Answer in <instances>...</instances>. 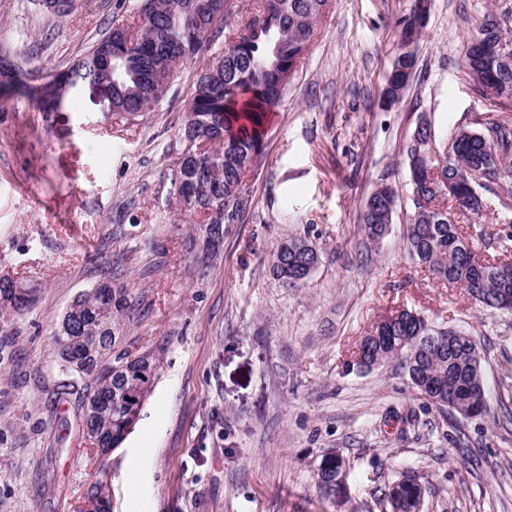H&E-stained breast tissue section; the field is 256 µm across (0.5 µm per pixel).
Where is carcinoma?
Returning <instances> with one entry per match:
<instances>
[{
  "label": "carcinoma",
  "mask_w": 512,
  "mask_h": 512,
  "mask_svg": "<svg viewBox=\"0 0 512 512\" xmlns=\"http://www.w3.org/2000/svg\"><path fill=\"white\" fill-rule=\"evenodd\" d=\"M226 0H132L126 18L112 24L87 55L46 82H32L30 72L9 63L0 73V101L22 95L39 112L60 110L68 97L92 84L112 89V118L129 121L151 111L171 92L170 73L180 64L197 62L199 70L187 99L181 128L191 156L177 170L180 210L198 215L194 232L206 236L209 228L225 223L226 213L237 217L241 187L254 156L263 150L268 114L278 105L286 86L315 39L329 0H263L262 9L244 25H224L220 38L208 34L210 15ZM430 0H414L409 15L398 21L395 56L381 94L382 105L396 104L417 65V55L406 51L410 39L420 42L430 13ZM512 42L503 20L489 13L468 37L462 65L479 93L501 82H512V69L497 60L500 43ZM112 55V70L101 56ZM417 141H408L405 162L412 188V212L406 231V249L433 279L457 285L489 312L500 310L499 298L512 296V262L472 264L473 250L460 230L454 211L477 215L484 193L512 178V115L492 119L482 130L460 129L448 139L437 137L431 121L422 118ZM457 182V196L448 199V182ZM369 195L361 223L369 239L392 221L395 191L389 185ZM302 237L279 243L272 251V272L289 283L297 267L309 257L300 248ZM32 300L3 304L0 316L22 315ZM129 307L122 287L94 288L74 299L67 330L54 334V350L61 367L84 381L82 428H89L118 447L135 425L140 411L132 410L125 390L145 373L155 376L153 353L120 348L121 317ZM362 357L381 358L400 366L409 385L441 411L471 418L487 407L481 353L473 336L453 327H436L413 311L382 337L370 331L357 344ZM330 460L317 475L319 492L336 496ZM399 499L386 497L389 512H416L422 488L413 478L395 482Z\"/></svg>",
  "instance_id": "1"
}]
</instances>
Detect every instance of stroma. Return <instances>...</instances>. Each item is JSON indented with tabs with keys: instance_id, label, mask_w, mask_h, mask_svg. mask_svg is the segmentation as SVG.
I'll return each mask as SVG.
<instances>
[{
	"instance_id": "1",
	"label": "stroma",
	"mask_w": 512,
	"mask_h": 512,
	"mask_svg": "<svg viewBox=\"0 0 512 512\" xmlns=\"http://www.w3.org/2000/svg\"><path fill=\"white\" fill-rule=\"evenodd\" d=\"M120 2L79 0L60 19L43 0H0V54L46 82L104 35ZM411 6L331 0L271 115L251 207L213 257L188 253L193 225L175 206L195 65L176 70V97L129 122L107 118L87 88L48 115L24 98L0 102V269L35 287L27 313L0 320V512H74L97 481L111 512H380L403 473L425 488L422 512H512V312L488 313L412 262L403 158L420 116L442 138L496 117L460 59L487 12L512 30V0H432L416 72L385 108ZM383 183L396 206L372 241L361 211ZM487 205L461 220L470 242L512 234V183ZM293 236L320 262L289 285L270 253ZM106 274L131 303L124 345L154 352L159 369L134 428L99 459L53 332ZM403 308L476 338L485 415L439 411L393 364L358 367L361 337ZM65 384L72 394L57 399ZM410 413L419 427L404 428ZM332 449L350 462L340 501L316 487Z\"/></svg>"
}]
</instances>
